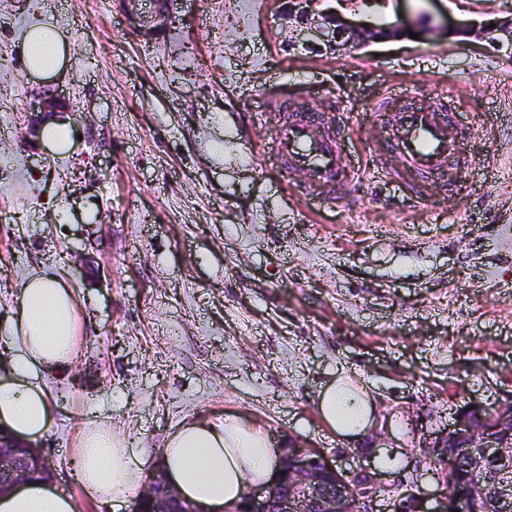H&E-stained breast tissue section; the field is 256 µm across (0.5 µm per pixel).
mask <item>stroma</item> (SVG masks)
Listing matches in <instances>:
<instances>
[{
	"label": "stroma",
	"instance_id": "35a3bbf8",
	"mask_svg": "<svg viewBox=\"0 0 512 512\" xmlns=\"http://www.w3.org/2000/svg\"><path fill=\"white\" fill-rule=\"evenodd\" d=\"M321 6L421 36L316 56L289 48L280 0H179L154 29L127 0H0V317L34 270L79 298L75 357L37 378L54 401L37 445L77 512H101L71 465L82 433L156 450L191 414L246 415L431 508L447 482L426 439L466 403L512 399V58L456 31L512 17V0ZM35 17L71 41L49 82L22 67ZM48 88L70 102L62 159L25 134ZM389 88L445 101L473 168L419 183L383 152ZM305 106L365 171L331 200L267 151ZM380 164L393 179L373 177ZM339 373L375 402L354 442L316 409ZM396 451L400 467L379 470Z\"/></svg>",
	"mask_w": 512,
	"mask_h": 512
}]
</instances>
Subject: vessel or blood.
Returning a JSON list of instances; mask_svg holds the SVG:
<instances>
[{
  "instance_id": "vessel-or-blood-1",
  "label": "vessel or blood",
  "mask_w": 512,
  "mask_h": 512,
  "mask_svg": "<svg viewBox=\"0 0 512 512\" xmlns=\"http://www.w3.org/2000/svg\"><path fill=\"white\" fill-rule=\"evenodd\" d=\"M459 139L460 132L450 124L446 106L405 108L391 118L387 147L407 170L428 178L455 165ZM275 152L290 169L303 172L309 181L331 192L359 175L358 167L345 159L339 142L323 134L309 115L277 128Z\"/></svg>"
}]
</instances>
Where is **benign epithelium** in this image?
Here are the masks:
<instances>
[{
    "instance_id": "obj_1",
    "label": "benign epithelium",
    "mask_w": 512,
    "mask_h": 512,
    "mask_svg": "<svg viewBox=\"0 0 512 512\" xmlns=\"http://www.w3.org/2000/svg\"><path fill=\"white\" fill-rule=\"evenodd\" d=\"M177 0H154L155 20L165 23L172 18ZM288 17L298 24L296 42L319 53L337 50L357 52L376 41L374 26L349 22L332 15L317 13L314 0H285ZM493 40L512 46V18L500 21L488 30ZM69 108V99L49 94L34 99L30 112L38 124L53 112ZM430 456L444 465L447 479L457 471L459 460L471 459L475 472L498 468L501 476L512 475V400L496 408L492 423H481L471 411L460 408L448 431L435 437L427 446ZM50 468L41 451L19 443L0 431V493L34 477L47 478ZM380 485L362 469L342 470L330 465L324 456L297 439L288 440L279 469L272 482L260 491H249L246 512H351L355 500L357 512H373V498ZM175 487L166 479L151 476L142 487L138 502L153 505L152 512H172L170 505L181 502ZM394 512H425L419 490L397 496Z\"/></svg>"
}]
</instances>
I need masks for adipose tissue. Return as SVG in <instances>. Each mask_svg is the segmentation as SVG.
<instances>
[{
	"mask_svg": "<svg viewBox=\"0 0 512 512\" xmlns=\"http://www.w3.org/2000/svg\"><path fill=\"white\" fill-rule=\"evenodd\" d=\"M19 39L28 73H61L69 41L55 25L31 20ZM78 314L73 289L54 273L36 270L21 282L15 314L0 323V340L13 352L9 370L0 376V430L25 442L49 432L53 400L33 379L37 371H60L70 363ZM316 406L331 430L352 439L366 432L375 414V403L365 391L340 378L320 389ZM73 461L82 487L108 512H124L133 491L156 465L202 512H233L249 485L271 477L276 457L263 431L244 417L232 415L215 423L189 415L168 435L158 457L137 452L132 440L105 428L82 434ZM0 512H76V506L52 482L31 479L0 495Z\"/></svg>",
	"mask_w": 512,
	"mask_h": 512,
	"instance_id": "adipose-tissue-1",
	"label": "adipose tissue"
}]
</instances>
